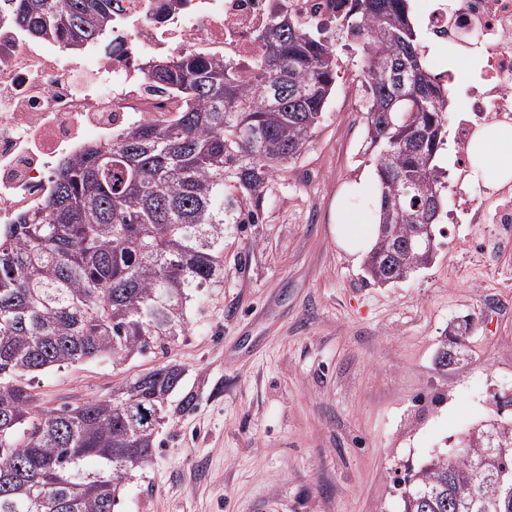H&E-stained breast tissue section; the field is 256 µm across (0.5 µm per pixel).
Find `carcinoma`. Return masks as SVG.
Masks as SVG:
<instances>
[{
  "mask_svg": "<svg viewBox=\"0 0 512 512\" xmlns=\"http://www.w3.org/2000/svg\"><path fill=\"white\" fill-rule=\"evenodd\" d=\"M119 0H0V22L79 50L112 31ZM358 32L366 153L378 179L379 236L366 279L395 283L431 262L423 242L443 208L444 88L428 70L408 0H354L336 28L300 29L278 8L250 83L193 53L155 62L187 103L166 124L91 142L61 163L52 193L0 225V512H114L121 484L153 456L159 428L193 411L184 369L161 363L106 398L43 408L36 374L110 357L121 365L186 335L187 306L224 280V236L260 224L275 178L316 137L336 90L331 31ZM472 319L442 348L466 354ZM463 451L404 477L403 512H512V423L467 432ZM507 448L502 454L499 447Z\"/></svg>",
  "mask_w": 512,
  "mask_h": 512,
  "instance_id": "cac0c4a2",
  "label": "carcinoma"
}]
</instances>
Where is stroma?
<instances>
[{
	"label": "stroma",
	"instance_id": "35a3bbf8",
	"mask_svg": "<svg viewBox=\"0 0 512 512\" xmlns=\"http://www.w3.org/2000/svg\"><path fill=\"white\" fill-rule=\"evenodd\" d=\"M365 120L335 92L312 146L277 180L265 221L224 238V281L169 354L195 409L157 435L115 512H402L396 477L512 418V244L494 225L436 226L432 263L373 285L336 246V206L371 171ZM469 316L465 360L435 363ZM96 359L40 374L47 408L111 394L158 365Z\"/></svg>",
	"mask_w": 512,
	"mask_h": 512
}]
</instances>
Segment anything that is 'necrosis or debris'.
Returning a JSON list of instances; mask_svg holds the SVG:
<instances>
[{"label": "necrosis or debris", "mask_w": 512, "mask_h": 512, "mask_svg": "<svg viewBox=\"0 0 512 512\" xmlns=\"http://www.w3.org/2000/svg\"><path fill=\"white\" fill-rule=\"evenodd\" d=\"M121 0L112 15V39L95 52V65L64 58L53 43H31L0 26V92L17 97L0 106V224L45 200L61 159L76 156L88 138L149 120H167L182 100L176 90L156 89L147 76L152 58L180 51L233 61L250 82L262 54L259 34L272 4L297 23L327 21L350 0ZM418 22L430 44L468 62L442 69V81L461 95L455 127L458 191L455 215L467 224H512V185L486 187L464 163L481 127L512 124V0H425ZM84 69L89 89L77 90L73 72Z\"/></svg>", "instance_id": "necrosis-or-debris-1"}]
</instances>
